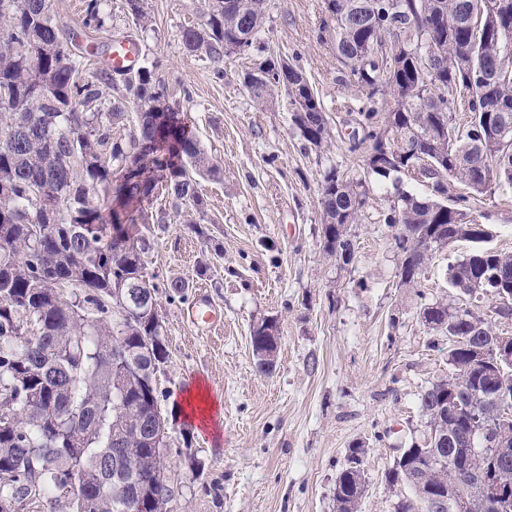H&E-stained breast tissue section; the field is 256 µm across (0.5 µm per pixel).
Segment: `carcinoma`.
I'll return each mask as SVG.
<instances>
[{
  "label": "carcinoma",
  "instance_id": "1",
  "mask_svg": "<svg viewBox=\"0 0 512 512\" xmlns=\"http://www.w3.org/2000/svg\"><path fill=\"white\" fill-rule=\"evenodd\" d=\"M268 0H203L204 22L187 26L190 53L214 63L240 40L264 31ZM478 0H324L321 33L363 91L359 124L367 152L387 146L401 167L370 168L388 178L431 184V196L395 193L380 222L395 230L400 285L418 286L434 252L456 241L473 248L448 265V282L472 296L497 297L487 315L477 305L425 303L428 329L448 336V376L426 387L420 406L430 436L394 458L385 479L412 496L394 512H512L486 502L478 481L512 489V337L493 329L512 320V254L482 245L471 201L512 189V35L482 32ZM102 0H85L83 26L104 25ZM399 41L391 54L385 37ZM74 36L52 14L51 0H0V499H26L30 512H55L64 489L85 486L69 512H133L152 483L142 460L167 430L156 377L169 359L160 320L140 304L123 315L117 294L157 293L145 274L150 239L167 212L143 205L156 187L177 213L206 218L197 189L218 165L186 130L154 67L117 72L94 67L96 48L77 53ZM440 54L430 56L429 42ZM259 108L283 93L291 121L314 147L330 138L323 104L302 69L269 57L243 75ZM115 92L109 96V92ZM135 109V127L121 132ZM469 112L457 125L460 107ZM384 128L391 137L381 141ZM361 141V142H363ZM361 142H352L351 149ZM42 190L39 197L32 188ZM325 250L352 257L348 226L368 208V187L332 167L320 180ZM276 323L253 326L255 367L268 373L278 348ZM366 449L348 450L336 477V512H357L366 484Z\"/></svg>",
  "mask_w": 512,
  "mask_h": 512
}]
</instances>
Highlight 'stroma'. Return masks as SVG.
Here are the masks:
<instances>
[{
  "label": "stroma",
  "mask_w": 512,
  "mask_h": 512,
  "mask_svg": "<svg viewBox=\"0 0 512 512\" xmlns=\"http://www.w3.org/2000/svg\"><path fill=\"white\" fill-rule=\"evenodd\" d=\"M259 48L215 67L187 52L180 32L202 24L201 0H145L150 18L138 33L143 63L156 64L201 147L220 165L202 179L208 221L191 230V210L155 231L146 273L159 283L156 308L169 359L158 375L169 422L165 475L172 512H335L336 476L349 448H366L359 512H393L404 486L384 474L399 449L427 437L419 406L425 386L448 374V338L422 322V304L469 303L447 278L449 263L471 245L434 254L420 284H399V251L379 223L396 189L425 197L429 184H393L367 171L365 149H352L361 94L320 37L322 0H268ZM282 53L317 90L333 141L315 148L294 129L286 96L266 110L242 85L256 60ZM366 179L369 205L351 225V258L328 254L319 192L325 170ZM488 225L491 248L512 252V190H494L473 206ZM183 281L182 294L166 284ZM219 323L197 327L186 312L199 297ZM278 321L271 373L255 368L254 324ZM217 402L212 425L195 429L178 413L190 388Z\"/></svg>",
  "instance_id": "obj_1"
}]
</instances>
